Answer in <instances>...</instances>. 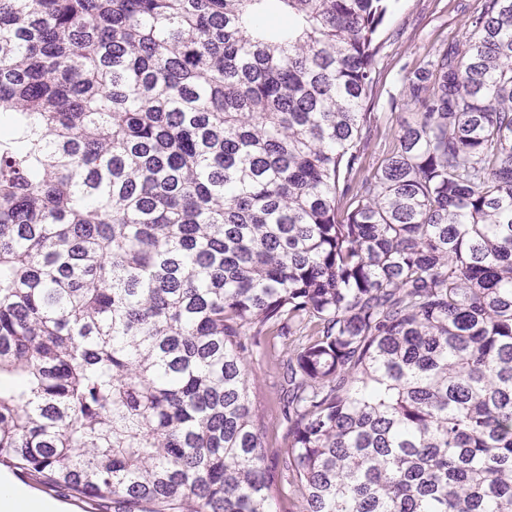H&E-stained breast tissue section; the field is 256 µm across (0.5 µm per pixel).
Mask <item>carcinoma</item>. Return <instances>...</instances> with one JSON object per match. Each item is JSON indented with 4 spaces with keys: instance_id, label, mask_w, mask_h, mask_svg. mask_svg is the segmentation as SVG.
<instances>
[{
    "instance_id": "carcinoma-1",
    "label": "carcinoma",
    "mask_w": 512,
    "mask_h": 512,
    "mask_svg": "<svg viewBox=\"0 0 512 512\" xmlns=\"http://www.w3.org/2000/svg\"><path fill=\"white\" fill-rule=\"evenodd\" d=\"M387 10L0 0L1 467L96 512H512V0L359 180ZM287 357L286 349L280 348L272 356L253 359L250 366L255 377L253 400L258 407L263 441L267 450L287 446L283 439L284 426L279 409L282 366Z\"/></svg>"
}]
</instances>
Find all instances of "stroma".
Segmentation results:
<instances>
[{
	"label": "stroma",
	"mask_w": 512,
	"mask_h": 512,
	"mask_svg": "<svg viewBox=\"0 0 512 512\" xmlns=\"http://www.w3.org/2000/svg\"><path fill=\"white\" fill-rule=\"evenodd\" d=\"M482 4L483 0H392L367 102L368 111L374 112L376 119L359 177L370 176L395 142L404 113L391 109L390 96L400 94L442 45L464 41L471 29V18ZM286 358V351L280 350L254 359L250 366L255 377L253 400L258 407L264 444L270 450L285 445L279 394Z\"/></svg>",
	"instance_id": "1"
}]
</instances>
